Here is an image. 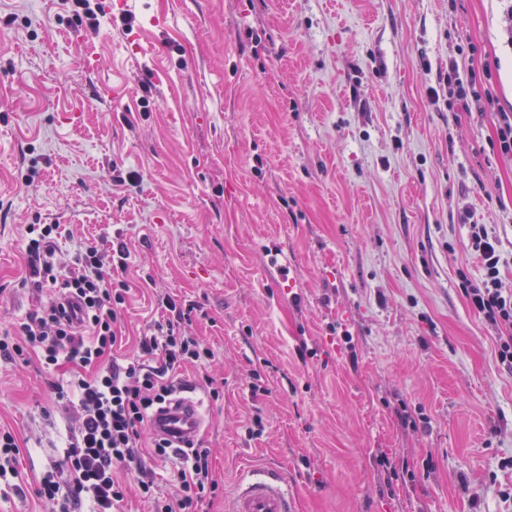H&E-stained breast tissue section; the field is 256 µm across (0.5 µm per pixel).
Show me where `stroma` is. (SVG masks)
Instances as JSON below:
<instances>
[{"label": "stroma", "instance_id": "stroma-1", "mask_svg": "<svg viewBox=\"0 0 512 512\" xmlns=\"http://www.w3.org/2000/svg\"><path fill=\"white\" fill-rule=\"evenodd\" d=\"M91 2L93 24L0 0V333L37 303L27 225H62L65 260L125 243L114 359L167 319L160 294L214 353L181 372L219 483L200 512L259 467L297 512H512V371L462 291L483 270L460 221L495 231L512 289L505 0ZM452 59L497 106L449 102ZM39 369L0 362V512H48L77 425ZM497 138L500 153L512 157V108L498 110ZM20 454L19 445L13 433L0 430V486L2 481L6 487L16 489V484H11L9 478L18 475L17 463Z\"/></svg>", "mask_w": 512, "mask_h": 512}]
</instances>
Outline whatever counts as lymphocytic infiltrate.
Here are the masks:
<instances>
[{"instance_id": "1", "label": "lymphocytic infiltrate", "mask_w": 512, "mask_h": 512, "mask_svg": "<svg viewBox=\"0 0 512 512\" xmlns=\"http://www.w3.org/2000/svg\"><path fill=\"white\" fill-rule=\"evenodd\" d=\"M60 227L31 224L25 244L29 287L39 293L52 288L55 299L37 305L18 325L17 334L0 337V359L27 361L37 355L58 403L79 418L65 446L41 475L38 496L50 512H115L127 493L116 471H125L138 484L153 512H197L207 493L216 491L209 452L201 443L174 448L153 432V417L182 384L177 373L189 364H205L211 349L181 333L185 312L169 296L161 304L170 320L141 336L139 359L118 365L108 356L118 340L116 323L125 303L127 285L119 274L127 268L124 244L103 249L88 244L75 255L66 275H58L55 254ZM469 244L483 267L481 279L468 285L465 296L487 322L505 327L497 357L512 368V290L502 285L504 262L497 236L485 225L470 227ZM178 456V492H157L148 464Z\"/></svg>"}]
</instances>
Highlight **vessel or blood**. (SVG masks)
Returning <instances> with one entry per match:
<instances>
[{"label": "vessel or blood", "instance_id": "vessel-or-blood-1", "mask_svg": "<svg viewBox=\"0 0 512 512\" xmlns=\"http://www.w3.org/2000/svg\"><path fill=\"white\" fill-rule=\"evenodd\" d=\"M161 426L178 445L192 441L202 420L196 406L179 399L177 409L162 415ZM295 503L277 472L247 475L240 479L226 512H294Z\"/></svg>", "mask_w": 512, "mask_h": 512}]
</instances>
